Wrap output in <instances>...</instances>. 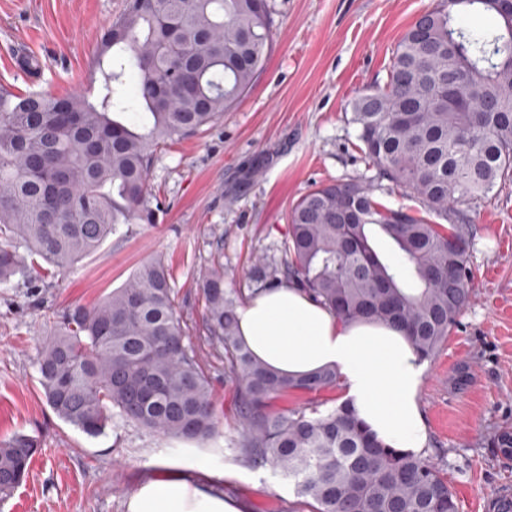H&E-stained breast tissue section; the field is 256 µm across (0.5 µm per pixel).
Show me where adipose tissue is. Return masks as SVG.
I'll return each mask as SVG.
<instances>
[{
    "label": "adipose tissue",
    "instance_id": "obj_1",
    "mask_svg": "<svg viewBox=\"0 0 512 512\" xmlns=\"http://www.w3.org/2000/svg\"><path fill=\"white\" fill-rule=\"evenodd\" d=\"M238 334L266 367L293 377L324 368L340 376L346 404L378 441L401 453L425 447L418 393L428 369L405 333L376 321L340 320L288 282L260 292L237 310ZM201 479L169 474L137 485L127 512H246L241 501Z\"/></svg>",
    "mask_w": 512,
    "mask_h": 512
}]
</instances>
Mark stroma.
Masks as SVG:
<instances>
[{"label": "stroma", "mask_w": 512, "mask_h": 512, "mask_svg": "<svg viewBox=\"0 0 512 512\" xmlns=\"http://www.w3.org/2000/svg\"><path fill=\"white\" fill-rule=\"evenodd\" d=\"M437 0H270L274 49L252 89L201 134L158 155L149 174L164 211L154 224H123L103 246L44 287L0 285V442L17 434L41 450L0 512H126L129 492L159 459L186 476L204 462L236 471L229 497L248 512H286L291 483L226 444L237 428L233 386L214 365L219 427L203 448L114 420L91 438L48 406L39 351L69 306L97 303L137 266L163 256L177 303L200 321L201 269L220 259L228 288H249L256 258L282 259L289 210L316 185L359 180L392 209L423 205L362 158L345 111L362 88L384 83L404 32ZM126 0H0V86L63 97L96 93L101 39ZM471 224V299L419 391L427 450L443 456L460 512H489L512 489V458L493 448L512 429V180L489 198L459 204Z\"/></svg>", "instance_id": "35a3bbf8"}]
</instances>
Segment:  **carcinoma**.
Wrapping results in <instances>:
<instances>
[{
	"instance_id": "carcinoma-1",
	"label": "carcinoma",
	"mask_w": 512,
	"mask_h": 512,
	"mask_svg": "<svg viewBox=\"0 0 512 512\" xmlns=\"http://www.w3.org/2000/svg\"><path fill=\"white\" fill-rule=\"evenodd\" d=\"M469 12L496 24L466 27ZM273 46L268 0H127L100 43L95 100L0 90V284L19 276L38 288L118 225L156 223L158 153L232 109ZM346 109L366 162L448 227L386 207L361 182L320 184L292 204L287 258L260 261L257 288H225L219 262L206 270L199 324L176 303L164 260H145L98 303L67 309L44 342L40 384L58 417L89 437L120 418L203 445L217 431L213 359L234 387L229 444L292 482L288 512H458L445 462L382 445L341 406L273 410L289 393L336 388L339 375L265 367L237 335L236 312L255 290L295 279L337 317L395 324L421 358L439 352L471 296L473 231L453 206L512 179V5L439 0L401 37L385 85ZM38 448L27 435L0 443V501Z\"/></svg>"
}]
</instances>
